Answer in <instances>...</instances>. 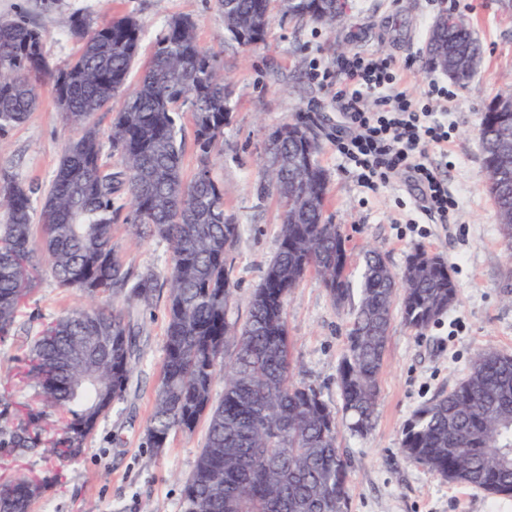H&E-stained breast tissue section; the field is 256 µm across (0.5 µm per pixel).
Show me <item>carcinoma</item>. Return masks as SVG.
I'll list each match as a JSON object with an SVG mask.
<instances>
[{
    "label": "carcinoma",
    "instance_id": "carcinoma-1",
    "mask_svg": "<svg viewBox=\"0 0 512 512\" xmlns=\"http://www.w3.org/2000/svg\"><path fill=\"white\" fill-rule=\"evenodd\" d=\"M270 0H215L224 31H243L242 46L261 41ZM348 0H297L288 15L336 22ZM142 26L131 16L101 24L76 11L68 37L75 58L51 68L46 33L25 20L0 21V132L24 123L39 106L37 85L66 95V124L78 137L66 147L42 193L0 173V344H14L19 320L41 281L77 288L92 301L67 311L26 337L22 381L36 406L0 400V448L34 455L51 448L77 458L98 426L125 400L140 362L143 326L135 310H148L167 286L165 359L155 391L145 444L157 451L174 431L191 432L204 419L206 440L184 486L183 512H346L347 461L337 445L336 409L314 387L294 379L286 305L315 272L337 307L349 305L353 322L338 370L348 429H372L378 382L400 304L402 323L429 327L459 298L447 260L424 249L411 252L401 277L375 250L365 255L357 282L347 274L345 238L325 218L328 180L314 137L289 122L273 128L288 167L262 162L263 188L279 200L278 249L248 299L239 325L228 318L237 303L227 258L241 224L224 207V189L212 177L219 137L229 120L230 91L216 57L197 41L188 17L167 21L137 85L127 86L140 48ZM446 41L454 82L473 74L468 53L482 54L468 17L448 12L428 43ZM192 106L197 169L183 173L182 106ZM487 106L479 128L487 188L503 242L512 249V172L497 177V152L512 112ZM112 114L103 129L98 114ZM119 157L103 161L104 145ZM39 213L40 235L33 216ZM121 222L132 237L171 247L165 280L137 270L112 236ZM224 372V398L211 389ZM401 452L450 483L512 496V356L482 349L466 378L421 407L405 424ZM32 472L0 479V512H28L43 495Z\"/></svg>",
    "mask_w": 512,
    "mask_h": 512
}]
</instances>
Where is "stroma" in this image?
<instances>
[{"label":"stroma","mask_w":512,"mask_h":512,"mask_svg":"<svg viewBox=\"0 0 512 512\" xmlns=\"http://www.w3.org/2000/svg\"><path fill=\"white\" fill-rule=\"evenodd\" d=\"M78 10L97 23L120 15L136 17L142 25L143 62L169 19L190 17L200 45L224 68L231 83V117L212 173L224 188L226 209L243 226L228 257L240 299L231 319H246V301L277 250L280 206L274 194L261 188L259 163L269 130L288 121L303 120L317 139L318 159L328 177L326 216L343 227L350 277H358L364 252L371 247L378 248L397 272L418 248L447 259L460 289L458 303L420 333L394 323L374 428L363 438L345 429L339 434L349 466L348 512H512V497L493 498L448 483L400 451L407 421L463 380L477 350L493 347L512 355V255L486 190L476 136L487 104L512 91V11L500 0H352L346 17L327 29L290 20L276 9L264 43L246 51L225 33L214 0H57L49 11L37 0H0V19L22 17L45 31L46 54L54 66L78 52L67 36L69 17ZM450 10L470 17L485 49L480 70L465 86L450 83L426 50L434 19ZM375 51L405 62L399 77L416 100H424L433 83L454 94L447 103L454 134L447 148L428 149L433 163H441L446 155L453 162L444 175L457 208L447 221L421 211L419 197L403 175L392 176L374 192L360 187L351 165L336 150L341 117L334 90L313 80L311 68L332 72L343 57ZM37 91L38 110L25 123L0 133V171L43 190L76 132L63 121L51 84L41 82ZM114 234L132 266L165 274L171 258L167 243L130 240L120 226ZM86 303L78 290L46 279L34 294L31 316L21 322L33 333L42 322ZM165 305L161 298L144 312L141 358L127 396L77 460L18 458L0 448V475L31 470L48 481L47 492L32 512H182L184 482L204 443L205 424H198L190 435H171L159 451L144 443L165 357ZM287 313L298 379L339 406L337 376L351 324L349 310L336 307L311 273L289 299Z\"/></svg>","instance_id":"obj_1"}]
</instances>
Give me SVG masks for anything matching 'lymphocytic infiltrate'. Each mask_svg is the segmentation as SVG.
<instances>
[{
    "label": "lymphocytic infiltrate",
    "mask_w": 512,
    "mask_h": 512,
    "mask_svg": "<svg viewBox=\"0 0 512 512\" xmlns=\"http://www.w3.org/2000/svg\"><path fill=\"white\" fill-rule=\"evenodd\" d=\"M397 68L393 58L372 53L342 59L336 74L320 72L322 83H335L336 105L348 127L337 135L336 149L354 164L359 182L369 188L404 173L418 190L423 210L444 218L454 202L427 147L450 138L444 114L433 105L447 92L432 86L430 103L418 105L408 90L396 86Z\"/></svg>",
    "instance_id": "1"
}]
</instances>
